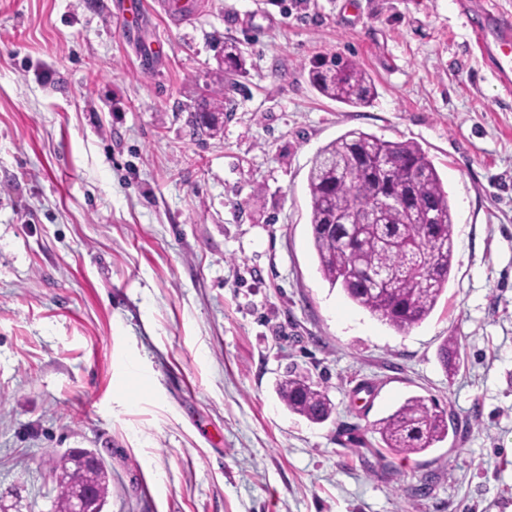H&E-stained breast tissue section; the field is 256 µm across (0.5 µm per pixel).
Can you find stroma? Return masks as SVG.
<instances>
[{"label": "stroma", "instance_id": "35a3bbf8", "mask_svg": "<svg viewBox=\"0 0 512 512\" xmlns=\"http://www.w3.org/2000/svg\"><path fill=\"white\" fill-rule=\"evenodd\" d=\"M175 3L0 0L6 504L52 512L50 459L85 448L104 512H512V92L474 46L482 0ZM228 43L246 70L219 80ZM337 56L372 106L311 86ZM351 129L419 143L448 192L453 270L405 334L317 270L307 174ZM291 371L328 421L281 404ZM414 395L445 441L391 465L348 442Z\"/></svg>", "mask_w": 512, "mask_h": 512}]
</instances>
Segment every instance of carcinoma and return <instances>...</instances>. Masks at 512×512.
<instances>
[{"label":"carcinoma","mask_w":512,"mask_h":512,"mask_svg":"<svg viewBox=\"0 0 512 512\" xmlns=\"http://www.w3.org/2000/svg\"><path fill=\"white\" fill-rule=\"evenodd\" d=\"M224 66L230 72L242 71L237 46L225 47ZM308 75L323 96L349 107H367L377 94L371 75L340 57L312 66ZM221 114L218 106L205 107L195 113V122L216 131ZM379 155L391 161L383 173L368 165ZM307 186L311 239L322 278L398 333L425 321L448 284L455 260L448 191L428 152L416 142L349 130L319 150ZM382 195L399 200L408 196L410 203L387 209L384 223L377 226L339 224L332 233L320 230L335 217L372 208ZM276 392L289 412L311 422H324L333 412L326 391L305 380L288 377L278 383ZM375 433L373 452L385 450L406 460L447 438L448 418L436 404L411 396L378 421ZM52 468L67 475L57 486L54 512H68L74 489L84 485L93 486L98 500L106 503L109 478L104 466L84 468L64 453L52 460Z\"/></svg>","instance_id":"obj_1"}]
</instances>
